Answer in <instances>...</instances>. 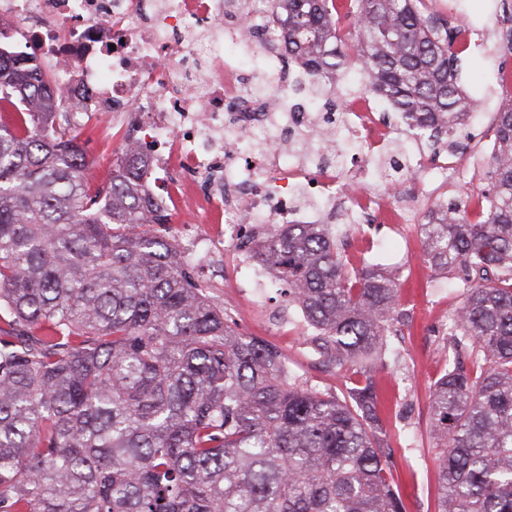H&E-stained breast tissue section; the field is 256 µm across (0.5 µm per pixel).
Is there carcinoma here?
I'll list each match as a JSON object with an SVG mask.
<instances>
[{"mask_svg":"<svg viewBox=\"0 0 512 512\" xmlns=\"http://www.w3.org/2000/svg\"><path fill=\"white\" fill-rule=\"evenodd\" d=\"M418 2L269 0L290 66L359 69L451 150L473 107L469 44ZM16 98L43 110L0 121V512H406L373 381L397 281L351 265L334 224L247 238L313 346L363 377L344 401L304 389L150 229L144 162L118 158L107 193L91 190L57 98L0 50V104ZM494 143L481 220L453 200L445 223L417 225L426 263L458 277L448 336L479 370L431 392L436 512H512V106Z\"/></svg>","mask_w":512,"mask_h":512,"instance_id":"cac0c4a2","label":"carcinoma"}]
</instances>
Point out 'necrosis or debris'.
I'll return each mask as SVG.
<instances>
[{
  "instance_id": "4bbe7bcc",
  "label": "necrosis or debris",
  "mask_w": 512,
  "mask_h": 512,
  "mask_svg": "<svg viewBox=\"0 0 512 512\" xmlns=\"http://www.w3.org/2000/svg\"><path fill=\"white\" fill-rule=\"evenodd\" d=\"M0 47L39 62L73 128L148 161L161 211L221 198L223 235L181 242L190 259L223 261L247 224L335 223L340 198L348 223L375 227L387 208L366 188L371 167L427 192L464 177L422 135L396 152L405 117L390 100L289 70L268 0H0Z\"/></svg>"
}]
</instances>
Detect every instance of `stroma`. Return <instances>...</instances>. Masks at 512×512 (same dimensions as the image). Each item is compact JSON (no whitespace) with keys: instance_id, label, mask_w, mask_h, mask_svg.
<instances>
[{"instance_id":"obj_1","label":"stroma","mask_w":512,"mask_h":512,"mask_svg":"<svg viewBox=\"0 0 512 512\" xmlns=\"http://www.w3.org/2000/svg\"><path fill=\"white\" fill-rule=\"evenodd\" d=\"M464 8L483 37L470 55L477 79L464 83L466 90L478 98L479 106L453 157L474 160L480 171L485 156L477 137L493 135L498 109L512 103V88L502 80L503 73L512 72V52L501 46L500 26L495 19L496 13L512 11V0H466ZM79 138L94 160L95 187L107 190L116 145L94 127L83 130ZM487 189V180L479 174L422 198L415 210L416 228L403 231L383 224L370 235L356 231L347 239L355 247L347 255L350 263H359L371 244L377 243L385 254L388 270L400 276L396 315L401 330L389 337L385 365L376 370L375 377L392 462L390 472L407 512H435L441 450L430 433L433 385L453 361L466 366L471 363L468 350L454 346L445 329L449 312L463 301L462 290L449 275L424 263L417 227L426 223L435 205L458 198L468 211H476ZM196 276L211 299L223 306L238 332L262 337L282 351L300 386L340 398L354 387L358 375L353 368L338 370L326 362L311 344L301 313L289 307L275 288L263 287L255 280L253 267L239 266L230 259L222 271L215 273L200 261Z\"/></svg>"}]
</instances>
